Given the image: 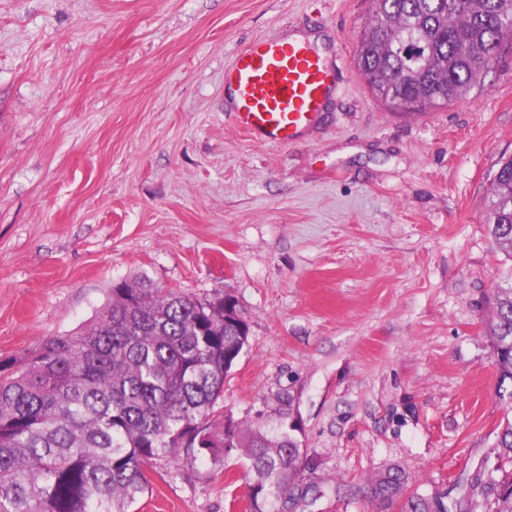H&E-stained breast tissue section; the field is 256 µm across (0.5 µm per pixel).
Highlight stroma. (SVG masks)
Listing matches in <instances>:
<instances>
[{
    "mask_svg": "<svg viewBox=\"0 0 512 512\" xmlns=\"http://www.w3.org/2000/svg\"><path fill=\"white\" fill-rule=\"evenodd\" d=\"M370 0H0V360L91 324L113 285L233 295L248 345L215 414L289 395L311 506L485 512L506 408L486 333L504 270L486 223L512 157V48L485 87L405 112L355 67ZM318 33L345 79L297 140L239 131L224 71ZM400 471L389 503L375 480ZM137 512H245L242 451L149 472Z\"/></svg>",
    "mask_w": 512,
    "mask_h": 512,
    "instance_id": "35a3bbf8",
    "label": "stroma"
}]
</instances>
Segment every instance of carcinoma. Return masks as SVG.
Masks as SVG:
<instances>
[{
	"label": "carcinoma",
	"instance_id": "cac0c4a2",
	"mask_svg": "<svg viewBox=\"0 0 512 512\" xmlns=\"http://www.w3.org/2000/svg\"><path fill=\"white\" fill-rule=\"evenodd\" d=\"M355 65L381 100L419 101L421 112L466 98L512 42V0H372ZM416 43L411 65L399 46ZM512 263V158L494 174L486 214ZM492 293L487 325L497 394L507 409L494 445L512 463V267ZM234 315L224 297L198 299L150 283L122 282L93 323L51 338L23 359L0 362V512H133L149 492L150 463L180 452L224 447L211 418L224 395V358L237 357ZM289 397L278 426L251 418L230 447L251 475L248 512H279L307 465L288 429ZM402 481L383 476L376 498ZM489 512H512V481H486Z\"/></svg>",
	"mask_w": 512,
	"mask_h": 512
}]
</instances>
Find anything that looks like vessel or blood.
<instances>
[{
	"label": "vessel or blood",
	"instance_id": "vessel-or-blood-1",
	"mask_svg": "<svg viewBox=\"0 0 512 512\" xmlns=\"http://www.w3.org/2000/svg\"><path fill=\"white\" fill-rule=\"evenodd\" d=\"M340 89V69L310 42L281 37L240 49L224 75L236 126L269 145L292 142Z\"/></svg>",
	"mask_w": 512,
	"mask_h": 512
}]
</instances>
